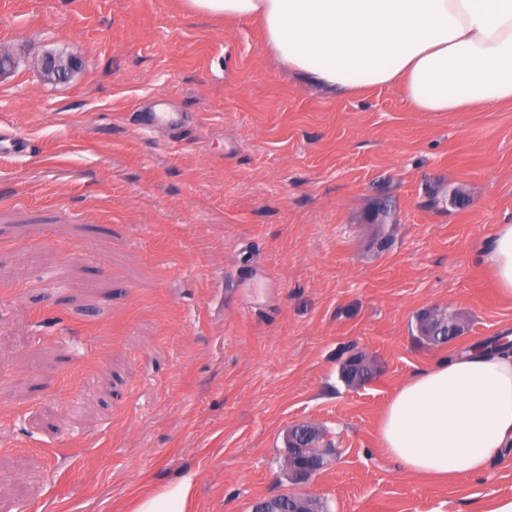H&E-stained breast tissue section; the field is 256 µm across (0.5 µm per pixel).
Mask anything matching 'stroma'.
<instances>
[{"label": "stroma", "mask_w": 512, "mask_h": 512, "mask_svg": "<svg viewBox=\"0 0 512 512\" xmlns=\"http://www.w3.org/2000/svg\"><path fill=\"white\" fill-rule=\"evenodd\" d=\"M0 512H120L195 476V512L292 490L327 512H485L512 448L477 477L412 478L378 419L462 341L512 326L472 259L512 223V106L415 112L395 87L339 96L268 52L259 25L181 0H0ZM78 53L64 82L30 66ZM174 113L170 123L157 110ZM463 204L435 209V186ZM376 376L339 377L355 353ZM333 446L308 483L289 427ZM433 317L419 313L416 315V329L421 340L428 345L437 346L461 335L465 327L456 314L448 308L436 307ZM376 371L377 364L365 356L360 366L353 369L343 362L340 369V379L346 386H350L353 383L364 385L375 375Z\"/></svg>", "instance_id": "35a3bbf8"}]
</instances>
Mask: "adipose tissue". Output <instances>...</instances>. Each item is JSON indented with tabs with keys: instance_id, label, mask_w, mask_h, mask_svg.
Returning <instances> with one entry per match:
<instances>
[{
	"instance_id": "obj_1",
	"label": "adipose tissue",
	"mask_w": 512,
	"mask_h": 512,
	"mask_svg": "<svg viewBox=\"0 0 512 512\" xmlns=\"http://www.w3.org/2000/svg\"><path fill=\"white\" fill-rule=\"evenodd\" d=\"M206 17L256 22L272 55L350 96L396 87L417 112L512 105V0H182ZM474 259L512 300V223L493 225ZM406 474H482L512 448V352L450 348L392 395L377 426ZM195 477L130 500L126 512H193Z\"/></svg>"
}]
</instances>
